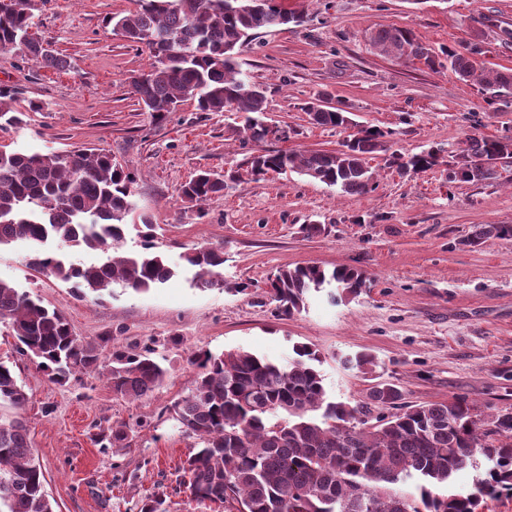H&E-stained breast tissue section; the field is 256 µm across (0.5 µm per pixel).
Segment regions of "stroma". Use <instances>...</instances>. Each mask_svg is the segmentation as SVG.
Masks as SVG:
<instances>
[{
  "label": "stroma",
  "instance_id": "stroma-1",
  "mask_svg": "<svg viewBox=\"0 0 512 512\" xmlns=\"http://www.w3.org/2000/svg\"><path fill=\"white\" fill-rule=\"evenodd\" d=\"M299 23L258 35L239 54L243 77L267 91L269 122L284 139L248 141L233 112H200L193 102L158 118L143 110L133 80L151 62L148 50L112 31L131 0H35L40 42L66 61L46 67L0 53V84L17 91L21 127L0 131L6 151L64 152L95 147L136 175L138 213L157 224V247L174 271L156 288L114 286L103 301L78 296L69 284L28 265L30 246L0 247V279L61 312L88 341L111 337L126 350L154 348L169 373L148 397L113 394L94 371L60 385L0 328V357L10 359L29 401L23 411L34 455L55 512H140L165 492L171 512H224L177 492L180 464L196 452L171 408L195 386L193 354L244 350L281 362L297 344L317 350L328 395L366 400L374 384L398 385L406 402L477 400L481 410H512V237L469 239L478 225L512 224V162L493 179L448 178L471 135L512 132V100L486 101L452 71L379 55L369 29L407 26L436 50L479 36V63L512 69V0H284ZM323 100L348 111L344 128L310 124L302 107ZM388 131L371 155L374 188L349 195L306 176L254 181L252 155L262 150H336L359 129ZM437 151L441 164L406 173L397 156ZM236 176L222 197L198 206L178 196L201 171ZM320 225L307 235L303 227ZM224 248L225 287L200 289L184 266L188 248ZM315 263L361 269L371 286L354 298L310 296L305 309L278 315L266 292L280 269ZM365 352L363 373L346 358ZM126 423L123 445L102 447V428Z\"/></svg>",
  "mask_w": 512,
  "mask_h": 512
}]
</instances>
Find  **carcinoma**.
Returning <instances> with one entry per match:
<instances>
[{"label":"carcinoma","instance_id":"obj_1","mask_svg":"<svg viewBox=\"0 0 512 512\" xmlns=\"http://www.w3.org/2000/svg\"><path fill=\"white\" fill-rule=\"evenodd\" d=\"M224 2L133 0L134 9L113 29L149 50V70L133 81L146 111L162 117L187 101L201 112L232 110L244 116L240 131L262 143L269 140L266 93L240 77L239 50L261 31L295 23L298 16L278 0H237V9L228 13ZM34 18L32 0H0V52L64 67L65 60L30 33ZM368 41L383 56L416 60L435 72L449 69L488 99L512 94V70L479 66L478 42L438 54L412 29L399 26L374 28ZM14 103L15 90L0 85V129L22 124L23 113ZM303 111L313 125L349 124L340 107L317 109L311 102ZM388 135L367 128L336 151L261 152L250 159V175L260 181L296 171L347 194H365L373 185L367 158L383 149ZM464 152L481 165L452 167L448 179L483 182L493 178L498 162L512 159V136H469ZM439 163L434 151L397 158L398 168L414 173ZM134 184L132 172L96 149L0 150V245L23 240L39 248L54 241L61 247L110 249L112 255L101 264L36 253L29 266L72 284L82 297L110 296L115 284L146 292L168 281L173 270L156 251L155 225L145 217L141 249L122 251L127 217L134 212ZM225 186L223 175L204 171L180 187L179 197L201 204L223 196ZM490 235H512V225H479L470 243ZM182 260L196 269L202 287H224L221 247H193ZM370 284L355 268L306 264L279 270L268 293L277 311L288 316L305 308L313 290L333 285L358 296ZM0 324L17 339L19 352L39 359L60 383L77 371L95 370L112 393L138 401L168 375L149 347L131 352L114 347L100 357L62 313L4 280ZM191 363L199 369L195 387L174 403L173 412L200 444L182 464V485L193 501L220 502L224 512H482L488 499L512 498V411L486 415L466 395L408 405L400 388L381 383L371 387L366 402L336 401L325 389L319 354L303 345L294 346L284 363L243 350L198 353ZM27 402L25 386L0 359V405L21 410ZM384 409L393 413L373 416ZM127 438L123 423L101 436L112 445ZM481 461L484 472L470 489L439 492L456 473ZM412 478L417 483L410 492L404 484ZM0 512H54L28 429L18 417L0 418ZM141 512H170L167 496L148 498Z\"/></svg>","mask_w":512,"mask_h":512}]
</instances>
